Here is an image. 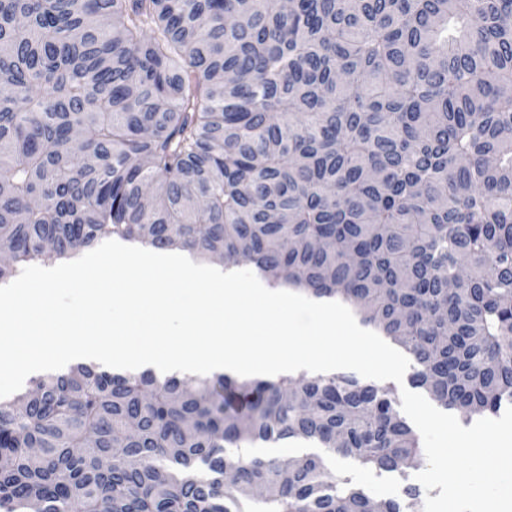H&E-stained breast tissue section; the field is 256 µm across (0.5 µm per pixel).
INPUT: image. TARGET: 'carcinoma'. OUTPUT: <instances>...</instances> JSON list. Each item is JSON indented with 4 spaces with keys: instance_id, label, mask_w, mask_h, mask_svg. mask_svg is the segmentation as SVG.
I'll return each mask as SVG.
<instances>
[{
    "instance_id": "cac0c4a2",
    "label": "carcinoma",
    "mask_w": 512,
    "mask_h": 512,
    "mask_svg": "<svg viewBox=\"0 0 512 512\" xmlns=\"http://www.w3.org/2000/svg\"><path fill=\"white\" fill-rule=\"evenodd\" d=\"M349 307L463 424L512 405V0H0V280L103 239ZM388 393L78 363L0 399V512H418ZM245 451L254 456H271L285 453H294L298 451H314L319 453L327 466L336 472V475H345L353 483L361 487L365 493L374 499H388L401 494L403 487L407 484L420 487L421 498L424 503L427 492L424 486L415 478L416 474L423 471L427 466L426 455L420 467L410 470L404 475L388 474L376 469L364 468L349 457L333 455L325 448H310L290 444L288 448H278L277 446L257 444L246 448ZM422 509V510H423Z\"/></svg>"
}]
</instances>
